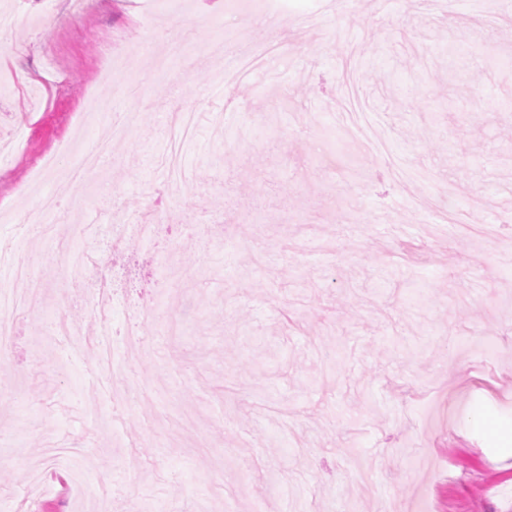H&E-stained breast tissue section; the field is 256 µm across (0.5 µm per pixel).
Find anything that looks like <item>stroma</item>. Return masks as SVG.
I'll use <instances>...</instances> for the list:
<instances>
[{"instance_id": "35a3bbf8", "label": "stroma", "mask_w": 512, "mask_h": 512, "mask_svg": "<svg viewBox=\"0 0 512 512\" xmlns=\"http://www.w3.org/2000/svg\"><path fill=\"white\" fill-rule=\"evenodd\" d=\"M334 2L283 0L274 43L240 0H0V295L32 261L44 289L0 357V512H30L50 448L82 478L51 476L46 512H94L102 484L112 512H512V0ZM228 33L271 52L229 86ZM118 116L86 235L66 208L35 232L63 197L46 158ZM120 218L160 233L110 252ZM77 249L113 292L72 276ZM105 323L148 350L101 362Z\"/></svg>"}]
</instances>
